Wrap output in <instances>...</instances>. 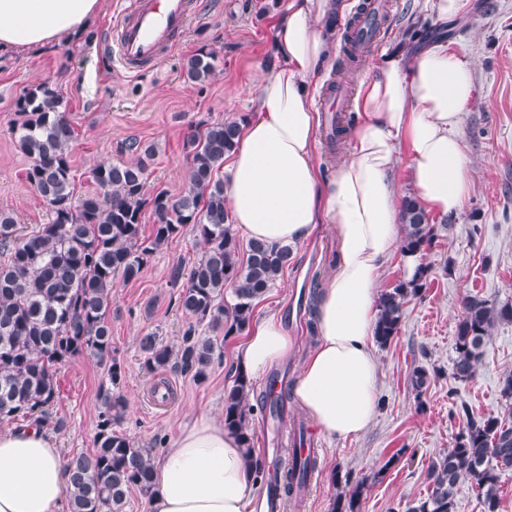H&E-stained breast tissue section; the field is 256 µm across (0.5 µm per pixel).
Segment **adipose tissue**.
Masks as SVG:
<instances>
[{
    "mask_svg": "<svg viewBox=\"0 0 512 512\" xmlns=\"http://www.w3.org/2000/svg\"><path fill=\"white\" fill-rule=\"evenodd\" d=\"M101 0H0V49L44 48L80 34ZM343 0H288L276 22L275 69L259 71L253 115L224 158L230 223L250 240L282 246L315 225L336 230L338 259L317 309V341L293 386L318 430L358 438L376 413L373 350L377 286L402 222L393 173L408 156L424 211L455 215L473 187L471 160L457 134L474 96L473 65L446 43L413 58L386 57L359 84L348 157L330 176L315 162L312 80L336 60ZM295 344L278 313L255 320L238 344L235 369L256 377L285 361ZM252 473L239 439L206 411L181 423L154 460L150 512H245ZM66 475L49 432L0 430V512H64Z\"/></svg>",
    "mask_w": 512,
    "mask_h": 512,
    "instance_id": "1",
    "label": "adipose tissue"
}]
</instances>
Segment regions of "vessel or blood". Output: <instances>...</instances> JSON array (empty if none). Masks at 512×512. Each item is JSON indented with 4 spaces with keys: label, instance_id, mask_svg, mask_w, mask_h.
<instances>
[{
    "label": "vessel or blood",
    "instance_id": "obj_1",
    "mask_svg": "<svg viewBox=\"0 0 512 512\" xmlns=\"http://www.w3.org/2000/svg\"><path fill=\"white\" fill-rule=\"evenodd\" d=\"M197 15L195 0H129L109 34L114 63L130 74L159 64Z\"/></svg>",
    "mask_w": 512,
    "mask_h": 512
}]
</instances>
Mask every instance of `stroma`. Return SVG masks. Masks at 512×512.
Segmentation results:
<instances>
[{"mask_svg": "<svg viewBox=\"0 0 512 512\" xmlns=\"http://www.w3.org/2000/svg\"><path fill=\"white\" fill-rule=\"evenodd\" d=\"M199 15L156 67L132 76L107 65L103 46L121 0H102L88 36L64 38L42 51H0V210L26 233L47 223V209L26 179L30 165L11 133L19 115L15 102L28 87L46 82L62 94L75 137L71 165L75 198L97 189L91 173L112 161L121 146L135 140L154 146L147 171L148 192L179 197L189 166L184 141L200 121L216 122L251 112L256 69L273 54V25L288 0H198ZM392 23L365 63L347 78L328 70L321 86L343 80L348 92L396 50L404 36L432 20L428 0H388ZM434 39L474 63V98L458 133L472 161L473 191L462 212L445 217L446 228L422 261L430 269L427 286L404 307V321L393 342L375 349L379 365L377 411L369 429L353 440L316 435L319 467L301 507L286 512H333L337 498L358 481L367 486L360 512H405L428 490L430 462L447 453L474 416L504 414L499 381L512 372V323L495 325L475 377L452 376L461 301L477 295L488 302H512V0H473L472 9ZM215 49L219 67L210 83L192 84L183 62L199 48ZM331 225L293 246V259L273 288L258 300L254 314L283 315L296 339L288 361L275 370L295 381L315 343L319 297L337 260ZM202 246L184 229L148 261L142 276L117 282L112 290V350L125 366L122 393L128 409L120 429L136 446L161 452L169 447L181 420L194 411L224 414V391L232 386L239 337H228L206 384L167 372L173 395L165 406L152 403L155 376L142 366L139 340L154 333L180 340L188 319L177 304L174 267L190 270ZM424 367L430 383L423 394L411 386L412 371ZM53 411L65 421L55 438L62 457L91 451L104 369L89 354L59 368Z\"/></svg>", "mask_w": 512, "mask_h": 512, "instance_id": "stroma-1", "label": "stroma"}]
</instances>
